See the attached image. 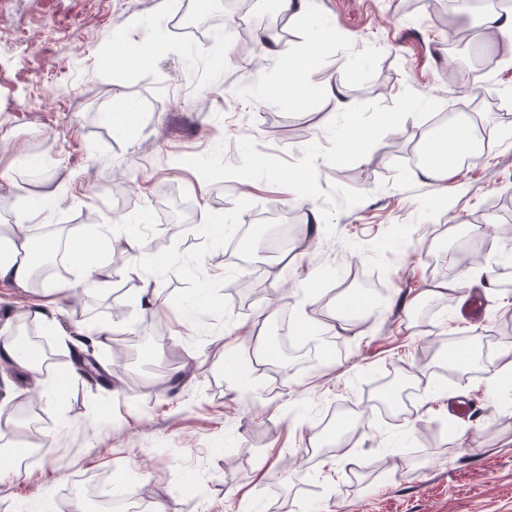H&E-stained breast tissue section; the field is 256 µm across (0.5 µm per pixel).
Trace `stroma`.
Instances as JSON below:
<instances>
[{
	"label": "stroma",
	"instance_id": "35a3bbf8",
	"mask_svg": "<svg viewBox=\"0 0 512 512\" xmlns=\"http://www.w3.org/2000/svg\"><path fill=\"white\" fill-rule=\"evenodd\" d=\"M221 0H0V219L29 198L45 201L40 228L71 235L102 225L112 235L111 279L78 296L56 294L53 354L70 381L49 400L38 375L10 372L0 403L38 400L45 452L16 469L0 446V512H77L74 494L103 493L114 474L140 512H512V387L494 386L490 345L512 319V244L477 230L512 225V58L481 24L458 19L449 43L430 0H310L309 18L284 25L286 45L311 54L304 96L278 95V57L225 55L234 35L215 24ZM138 17L160 51L138 67H106L118 34ZM334 47L314 51L318 29ZM477 72L486 97L474 117L491 140L477 162L445 181L410 166L437 111L460 104ZM355 109L340 113L331 88ZM125 104L131 127L107 115ZM369 138L355 154L342 143ZM305 175L324 216L312 232L290 199ZM209 211L224 227L167 222L164 192ZM138 240L158 242L149 270L171 307L145 323L128 277ZM287 227L300 262L269 255ZM234 242L233 260L224 247ZM488 251L466 288L461 255ZM272 279L237 287L251 265ZM494 270L497 283L482 280ZM290 293L280 297L279 282ZM377 303L346 311L347 295ZM307 316L315 352L302 360L249 359L256 337L282 317ZM134 327L76 352L87 326ZM468 345L454 364L437 338ZM286 370L284 389L254 363ZM359 418L334 431L330 412ZM456 431H449V423Z\"/></svg>",
	"mask_w": 512,
	"mask_h": 512
}]
</instances>
